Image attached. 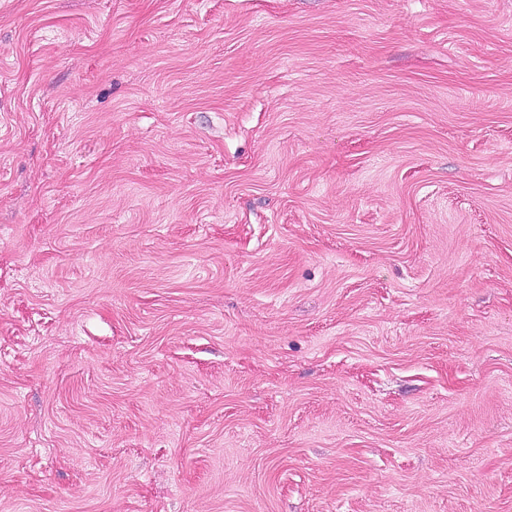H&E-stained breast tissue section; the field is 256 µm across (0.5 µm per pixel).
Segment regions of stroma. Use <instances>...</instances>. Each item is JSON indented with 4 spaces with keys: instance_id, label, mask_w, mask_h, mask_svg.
<instances>
[{
    "instance_id": "35a3bbf8",
    "label": "stroma",
    "mask_w": 512,
    "mask_h": 512,
    "mask_svg": "<svg viewBox=\"0 0 512 512\" xmlns=\"http://www.w3.org/2000/svg\"><path fill=\"white\" fill-rule=\"evenodd\" d=\"M0 512H512V0H0Z\"/></svg>"
}]
</instances>
